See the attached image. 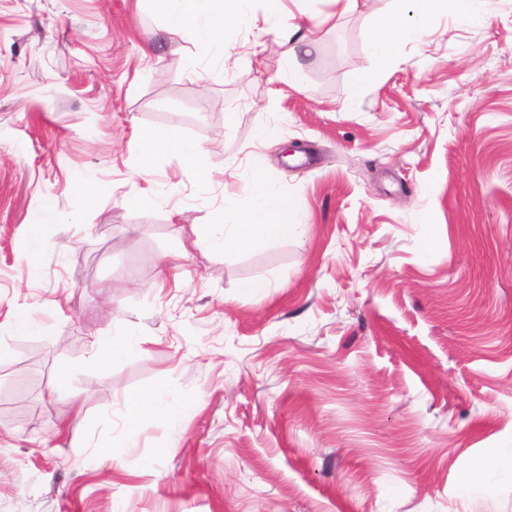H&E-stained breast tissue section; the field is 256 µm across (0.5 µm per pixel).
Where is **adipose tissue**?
Wrapping results in <instances>:
<instances>
[{
	"mask_svg": "<svg viewBox=\"0 0 512 512\" xmlns=\"http://www.w3.org/2000/svg\"><path fill=\"white\" fill-rule=\"evenodd\" d=\"M247 0H155L162 16V33L184 36L206 48L224 47L236 32L239 14ZM267 23L282 32L284 50V84L299 89L301 71L296 61L298 48H314V33H300L297 25L288 23L282 11V0H266ZM405 11L395 13L381 32L369 38V48L378 63L388 64L399 58L404 47L422 43L428 34V19L437 12L452 14L465 23L483 24L487 21L484 0H405ZM143 163L159 156L174 154L180 157L198 182H212V172L202 164V149L198 142L170 130H144L138 138ZM254 190L250 202L235 222L225 225L224 241L239 247L281 238H298L304 232L297 224L287 199L261 175L253 177ZM184 411L183 404L169 400L155 391L130 394L120 412L121 438L112 442L113 457H120L123 448L136 434L145 414L169 424H177Z\"/></svg>",
	"mask_w": 512,
	"mask_h": 512,
	"instance_id": "1",
	"label": "adipose tissue"
}]
</instances>
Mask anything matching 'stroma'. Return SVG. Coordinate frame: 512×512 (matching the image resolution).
<instances>
[{
	"label": "stroma",
	"mask_w": 512,
	"mask_h": 512,
	"mask_svg": "<svg viewBox=\"0 0 512 512\" xmlns=\"http://www.w3.org/2000/svg\"><path fill=\"white\" fill-rule=\"evenodd\" d=\"M398 7L323 26L294 91L264 0L226 63L152 38L151 0H0V324L42 326L0 333V512H512L488 465L512 449V0L432 15L381 68L368 36ZM137 129L200 143L213 183L142 166ZM256 172L306 232L221 247ZM127 333L136 354L91 361ZM148 389L179 426L146 420L113 463ZM146 409L155 418L175 426L185 407L182 403L169 400L155 391H139L130 394L120 411L123 436L112 441V461L121 456L122 448L128 447L130 439L136 434L143 421Z\"/></svg>",
	"instance_id": "stroma-1"
}]
</instances>
